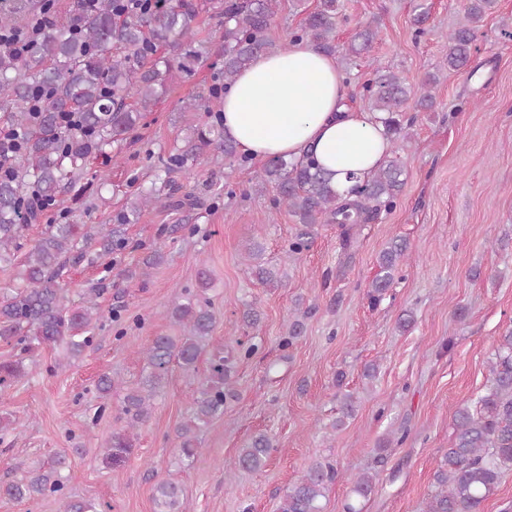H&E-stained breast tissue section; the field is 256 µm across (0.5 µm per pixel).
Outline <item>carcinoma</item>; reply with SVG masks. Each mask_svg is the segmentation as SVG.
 I'll list each match as a JSON object with an SVG mask.
<instances>
[{"label":"carcinoma","mask_w":512,"mask_h":512,"mask_svg":"<svg viewBox=\"0 0 512 512\" xmlns=\"http://www.w3.org/2000/svg\"><path fill=\"white\" fill-rule=\"evenodd\" d=\"M280 0H224V84L272 44L267 32L277 14ZM497 0H468L462 22L448 35V55L440 70L459 71L470 62L479 23ZM200 13L198 0H158L152 8L123 12L120 0H0V31L25 32L37 21L41 29L31 47L16 52L0 45V104L12 106L7 125L21 135L18 152L0 149V262L22 248L20 240L32 224H38L57 197L76 187L91 162L99 157L117 160L115 147L153 111L157 100L177 81L196 71L210 49L196 42L194 28ZM342 18L340 0H317L290 42L305 40L315 48L338 55L349 65L366 53L378 36L368 22L343 47L335 44ZM361 84L370 111L381 113L386 135L393 142L405 140L414 118L407 116L409 102L424 111L436 105V77L428 75L417 91L409 89L397 73L373 62ZM35 90L42 92L37 110L29 102ZM224 99L216 88L201 102L191 98L182 109L221 111ZM72 116L76 127L65 125ZM214 147L231 161L238 158L236 143L224 139L221 127L194 126L187 148L170 155L164 167L168 183L172 175L185 171L188 159ZM399 159L385 161L373 176L351 188L355 199L338 202L330 176L306 156L288 161H271L259 176L258 185L276 190V211L296 217L300 228L288 242V254L299 255L311 247L314 227L338 224L344 227L342 248L353 245V228L381 211L397 206L404 180ZM194 205L191 194L175 197L159 188L142 190L130 201L122 221L136 218L145 208L178 212ZM122 229L100 224H49L41 236L14 264V291L0 301V342L19 345L23 356L0 364V387L10 385L27 373L26 356L44 345L81 353L91 342L98 305L88 299L71 306L61 282L68 265L93 262L122 245ZM407 243L391 242L378 258L379 273L369 297L379 302L392 286L405 257ZM171 314L183 325V336L159 335L143 350L149 372L122 399L121 414L127 425L107 443V456L114 448H130L133 431L147 421L152 401L165 384L169 366H196L214 331L216 317L209 301L193 296L173 303ZM304 323L288 322L280 346L287 349L299 340ZM233 352L215 347L208 374L199 396L193 399L192 418L180 424L175 434L181 460L192 464L198 455L196 433L224 414L226 404L236 397L233 387L234 362L258 350L254 342L236 341ZM491 384L475 407L463 403L454 413L453 443L435 472V490L427 498L424 512H480L483 503L497 490L504 471L512 469V330L497 341L489 365ZM273 445L265 434L253 436L239 449L234 469L258 471ZM65 459L57 458L45 470L18 469L12 480L0 484V495L24 501L60 493L64 487ZM338 471L329 462L316 461L288 489L281 512H322L321 499ZM377 474L362 473L354 482L353 496L367 499L376 490ZM156 500L171 508L182 497L181 486L170 480L155 486ZM61 512H103L101 504L89 500L63 499Z\"/></svg>","instance_id":"cac0c4a2"}]
</instances>
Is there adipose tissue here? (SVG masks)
<instances>
[{
    "instance_id": "1",
    "label": "adipose tissue",
    "mask_w": 512,
    "mask_h": 512,
    "mask_svg": "<svg viewBox=\"0 0 512 512\" xmlns=\"http://www.w3.org/2000/svg\"><path fill=\"white\" fill-rule=\"evenodd\" d=\"M346 74L310 43L256 56L224 93V136L264 161L313 155L340 202L391 155L381 122L345 104Z\"/></svg>"
}]
</instances>
